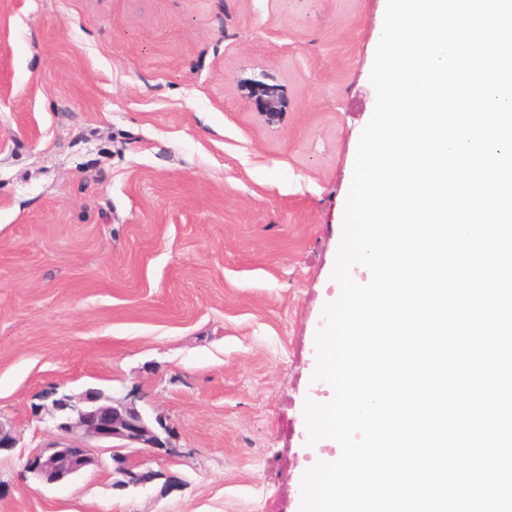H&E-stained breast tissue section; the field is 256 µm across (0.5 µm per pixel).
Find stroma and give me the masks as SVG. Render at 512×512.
Wrapping results in <instances>:
<instances>
[{
  "label": "stroma",
  "instance_id": "1",
  "mask_svg": "<svg viewBox=\"0 0 512 512\" xmlns=\"http://www.w3.org/2000/svg\"><path fill=\"white\" fill-rule=\"evenodd\" d=\"M385 8L0 0V512H299ZM54 387L135 402L182 456L40 483ZM254 93L258 102V113L263 117L269 126L280 123L283 120L282 100L278 92L266 86L264 83L255 84Z\"/></svg>",
  "mask_w": 512,
  "mask_h": 512
}]
</instances>
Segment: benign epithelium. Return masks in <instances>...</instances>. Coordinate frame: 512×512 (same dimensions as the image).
I'll return each instance as SVG.
<instances>
[{
    "label": "benign epithelium",
    "mask_w": 512,
    "mask_h": 512,
    "mask_svg": "<svg viewBox=\"0 0 512 512\" xmlns=\"http://www.w3.org/2000/svg\"><path fill=\"white\" fill-rule=\"evenodd\" d=\"M258 113L269 126L283 120L282 100L278 92L265 84H255ZM54 411L61 413L56 429L68 438L35 449L26 460L28 472L53 483L76 475L90 465H100L108 456L112 469L123 475L121 487H143L157 473L132 461L131 451L153 448L167 457L182 451L172 445L168 429L158 432L137 407L130 403L115 406L94 390L75 396L53 390L45 395Z\"/></svg>",
    "instance_id": "7a95c632"
}]
</instances>
